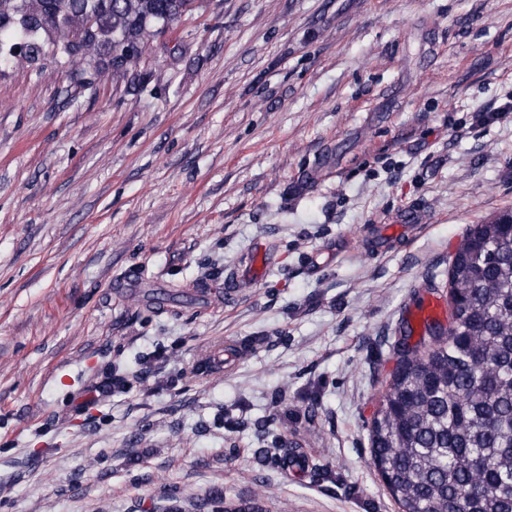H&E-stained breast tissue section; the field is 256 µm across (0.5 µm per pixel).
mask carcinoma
<instances>
[{"label":"carcinoma","instance_id":"1","mask_svg":"<svg viewBox=\"0 0 512 512\" xmlns=\"http://www.w3.org/2000/svg\"><path fill=\"white\" fill-rule=\"evenodd\" d=\"M207 0H0V74L51 53L72 75L125 80L150 40ZM97 22L87 26L89 17ZM475 229L449 271L456 328L405 358L371 428L401 512H512V239Z\"/></svg>","mask_w":512,"mask_h":512}]
</instances>
